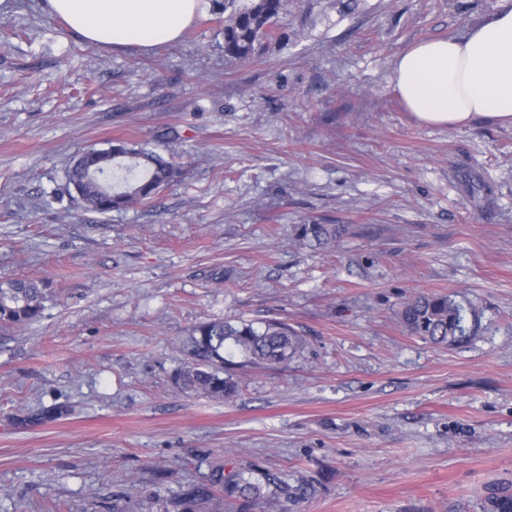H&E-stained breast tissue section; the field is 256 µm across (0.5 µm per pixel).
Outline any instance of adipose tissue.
<instances>
[{
	"label": "adipose tissue",
	"instance_id": "adipose-tissue-1",
	"mask_svg": "<svg viewBox=\"0 0 512 512\" xmlns=\"http://www.w3.org/2000/svg\"><path fill=\"white\" fill-rule=\"evenodd\" d=\"M84 40L149 47L179 39L202 0H47ZM392 83L421 122L462 127L485 118L512 125V0L460 38L424 40L394 63Z\"/></svg>",
	"mask_w": 512,
	"mask_h": 512
}]
</instances>
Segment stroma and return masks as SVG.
Wrapping results in <instances>:
<instances>
[{"label": "stroma", "instance_id": "35a3bbf8", "mask_svg": "<svg viewBox=\"0 0 512 512\" xmlns=\"http://www.w3.org/2000/svg\"><path fill=\"white\" fill-rule=\"evenodd\" d=\"M500 0H288L280 39L224 57L221 0L182 38L100 48L46 0H0V282L41 319L0 324V512H124L215 461L310 482L292 512H482L512 485V126L424 125L391 83L417 42ZM150 143L181 165L152 202L83 210L85 148ZM343 224L328 249L298 224ZM452 293L478 336L438 346L401 301ZM285 320L305 346L183 393L202 322ZM45 300L44 288L33 279L0 282V322L27 326L41 317Z\"/></svg>", "mask_w": 512, "mask_h": 512}]
</instances>
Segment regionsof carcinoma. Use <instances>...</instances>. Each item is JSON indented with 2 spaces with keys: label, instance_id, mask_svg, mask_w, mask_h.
Returning a JSON list of instances; mask_svg holds the SVG:
<instances>
[{
  "label": "carcinoma",
  "instance_id": "obj_1",
  "mask_svg": "<svg viewBox=\"0 0 512 512\" xmlns=\"http://www.w3.org/2000/svg\"><path fill=\"white\" fill-rule=\"evenodd\" d=\"M287 0H224V57L248 61L264 43L277 39V22ZM180 174L171 158L140 143L117 140L112 154L90 147L70 168L68 185L80 190L82 207L109 213L153 201ZM301 246L323 247L339 238L343 224H297ZM46 293L29 278L0 282V322L27 326L41 317ZM400 324L413 336L433 344L452 346L468 341L480 328L478 315L451 294H418L401 302ZM304 346L302 336L288 322L267 321L260 328L243 318L219 319L196 325L179 346L185 356L175 375L180 389L192 395L226 399L238 382L225 369L224 354L238 353L244 364L274 367L288 362ZM311 492L303 479L241 468L232 472L213 465L206 479L162 500V512H230L236 500L287 512ZM486 512H512V488H496L486 498Z\"/></svg>",
  "mask_w": 512,
  "mask_h": 512
}]
</instances>
